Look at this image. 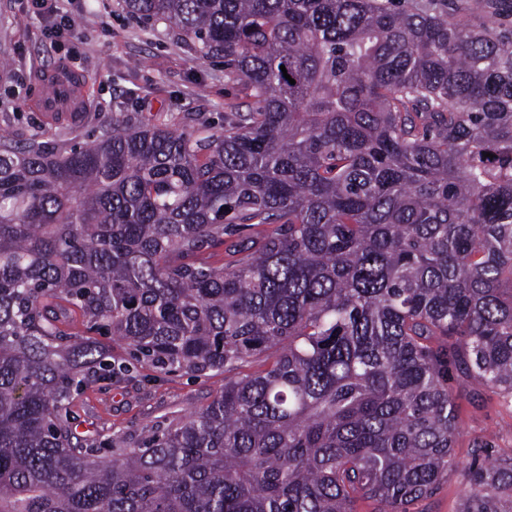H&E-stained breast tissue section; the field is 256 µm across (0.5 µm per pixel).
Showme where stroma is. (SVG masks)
I'll list each match as a JSON object with an SVG mask.
<instances>
[{"label":"stroma","instance_id":"obj_1","mask_svg":"<svg viewBox=\"0 0 512 512\" xmlns=\"http://www.w3.org/2000/svg\"><path fill=\"white\" fill-rule=\"evenodd\" d=\"M72 32L55 38L52 19L34 13L29 0H0V133L62 151L93 140L113 119L150 121L180 131L219 128L225 113L245 109L244 86L224 73L220 59L200 60L191 45L164 25L152 28L127 17L121 0H59ZM65 64L89 81L91 106L76 122L45 124L32 101L38 71ZM224 384L223 374L167 375L131 364L112 379L91 384L76 400L79 435H109L135 448L155 425H166L206 404ZM460 435V465L490 439L493 455L512 452V402L476 390L462 372L450 382Z\"/></svg>","mask_w":512,"mask_h":512}]
</instances>
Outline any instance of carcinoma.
<instances>
[{
    "label": "carcinoma",
    "instance_id": "obj_1",
    "mask_svg": "<svg viewBox=\"0 0 512 512\" xmlns=\"http://www.w3.org/2000/svg\"><path fill=\"white\" fill-rule=\"evenodd\" d=\"M505 2L122 0L253 103L206 134L0 138V512H411L436 494L459 469L454 372L512 400ZM76 315L96 338L70 342ZM99 336L232 377L138 448L88 439L71 407L114 371ZM464 480L459 512H512V455Z\"/></svg>",
    "mask_w": 512,
    "mask_h": 512
}]
</instances>
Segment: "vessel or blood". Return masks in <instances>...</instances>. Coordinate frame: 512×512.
<instances>
[{"label": "vessel or blood", "instance_id": "b4317fda", "mask_svg": "<svg viewBox=\"0 0 512 512\" xmlns=\"http://www.w3.org/2000/svg\"><path fill=\"white\" fill-rule=\"evenodd\" d=\"M40 94L35 104L45 123L50 125L77 120L87 93L82 76L60 64L37 76Z\"/></svg>", "mask_w": 512, "mask_h": 512}]
</instances>
